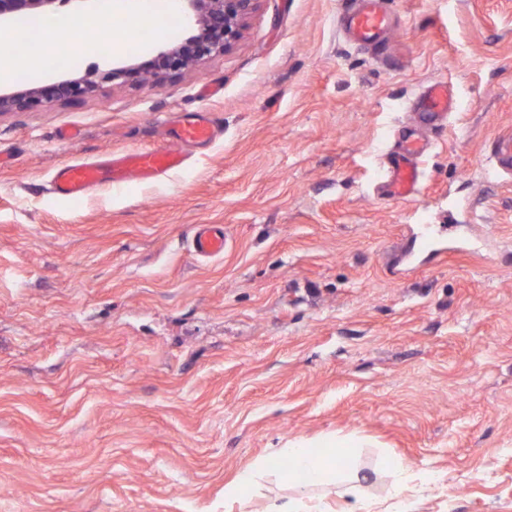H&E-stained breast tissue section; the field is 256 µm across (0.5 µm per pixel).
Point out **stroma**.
I'll return each mask as SVG.
<instances>
[{"mask_svg":"<svg viewBox=\"0 0 512 512\" xmlns=\"http://www.w3.org/2000/svg\"><path fill=\"white\" fill-rule=\"evenodd\" d=\"M382 6L384 62L347 0H259L163 88L0 115V512H224L294 439L350 441L373 512H512V0ZM438 82L419 194L377 198ZM200 112L221 135L162 181L52 193ZM202 224L222 256L193 254ZM394 457L439 478L392 494ZM419 104L423 114L429 116L435 126H441L447 116L456 109L454 99L448 95L447 87L443 84L428 87L420 95ZM493 159L496 167L503 172L512 169V133L499 136L495 140Z\"/></svg>","mask_w":512,"mask_h":512,"instance_id":"35a3bbf8","label":"stroma"}]
</instances>
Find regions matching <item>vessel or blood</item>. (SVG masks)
I'll return each instance as SVG.
<instances>
[{
    "mask_svg": "<svg viewBox=\"0 0 512 512\" xmlns=\"http://www.w3.org/2000/svg\"><path fill=\"white\" fill-rule=\"evenodd\" d=\"M389 28V15L380 0H360L348 13L344 31L352 43L377 49L383 46ZM419 104L436 125L442 124L456 109L443 84L428 87L420 95ZM216 135L214 120L208 114H198L167 129L159 144L113 153L103 159L82 158L58 167L52 177V191L61 198L77 199L103 186H121L133 178L142 182L157 181L184 165V147L211 142ZM426 150L427 144L422 138L402 140L395 154L384 163L386 174L377 187L379 195L400 200L415 198L420 189L421 159ZM493 159L499 170L512 171V133L496 139ZM224 245V229L215 224L203 226L192 239L194 253L202 258L222 255Z\"/></svg>",
    "mask_w": 512,
    "mask_h": 512,
    "instance_id": "vessel-or-blood-1",
    "label": "vessel or blood"
}]
</instances>
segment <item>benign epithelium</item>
<instances>
[{"instance_id": "7a95c632", "label": "benign epithelium", "mask_w": 512, "mask_h": 512, "mask_svg": "<svg viewBox=\"0 0 512 512\" xmlns=\"http://www.w3.org/2000/svg\"><path fill=\"white\" fill-rule=\"evenodd\" d=\"M73 0H0V23L22 15H41ZM190 34L164 45L148 59H133L121 66L93 68L51 84L0 89V112H25L49 104H68L92 96L100 87L159 88L230 51L242 38L258 0H183Z\"/></svg>"}]
</instances>
